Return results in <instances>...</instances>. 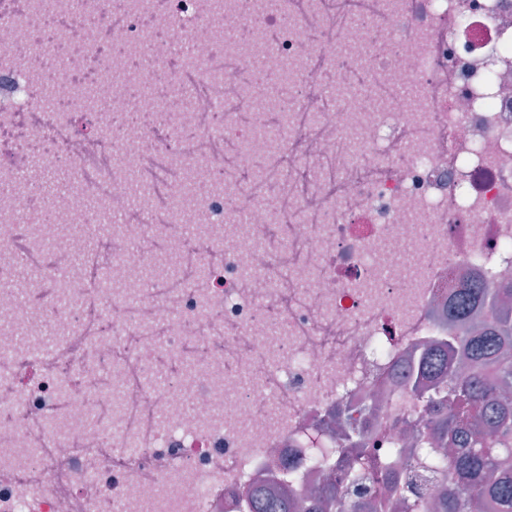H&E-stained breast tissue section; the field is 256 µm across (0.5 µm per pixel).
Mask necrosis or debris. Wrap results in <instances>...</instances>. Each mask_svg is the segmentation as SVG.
Here are the masks:
<instances>
[{
	"label": "necrosis or debris",
	"instance_id": "4bbe7bcc",
	"mask_svg": "<svg viewBox=\"0 0 512 512\" xmlns=\"http://www.w3.org/2000/svg\"><path fill=\"white\" fill-rule=\"evenodd\" d=\"M78 55L0 44V128L54 90L69 139L112 169L20 225L32 175L0 161V512H248L246 489L306 498L338 477L336 426L401 460L415 405L394 381L460 288L512 277V0H27ZM121 52L89 37L102 21ZM248 29L226 40L225 29ZM179 112L149 93L158 71ZM129 110L163 131L112 127ZM196 128L199 144L183 140ZM288 171L268 192L252 156ZM138 221L84 228L127 172ZM39 263L19 291L15 239Z\"/></svg>",
	"mask_w": 512,
	"mask_h": 512
}]
</instances>
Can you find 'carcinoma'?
Returning <instances> with one entry per match:
<instances>
[{
  "label": "carcinoma",
  "instance_id": "carcinoma-1",
  "mask_svg": "<svg viewBox=\"0 0 512 512\" xmlns=\"http://www.w3.org/2000/svg\"><path fill=\"white\" fill-rule=\"evenodd\" d=\"M490 301L486 322L472 321L476 304ZM512 285L462 289L452 309L466 328V344L456 349L455 338L429 345L409 372L402 392L420 405L419 416L406 423L404 463L417 449L439 448L450 490L434 501V512H512ZM343 437L341 462L347 481L368 480L373 492L361 498L356 510L383 512L384 492L394 467L376 462L370 440L354 427L338 430ZM252 512H321L346 508L339 486L329 483L309 503L289 497L272 500L258 489L248 490Z\"/></svg>",
  "mask_w": 512,
  "mask_h": 512
}]
</instances>
